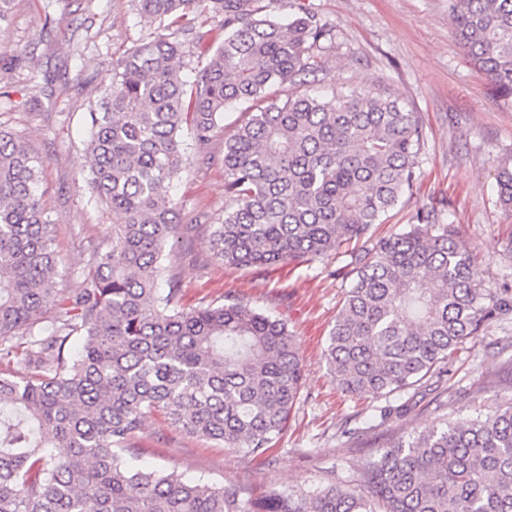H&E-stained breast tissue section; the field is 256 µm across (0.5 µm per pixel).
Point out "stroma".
<instances>
[{"instance_id": "35a3bbf8", "label": "stroma", "mask_w": 512, "mask_h": 512, "mask_svg": "<svg viewBox=\"0 0 512 512\" xmlns=\"http://www.w3.org/2000/svg\"><path fill=\"white\" fill-rule=\"evenodd\" d=\"M300 1L332 28L324 85L403 99L426 127L416 188L374 225V238L409 223L418 209L436 208L476 246L486 284L512 291V253L503 248L512 212L501 208L495 179L512 156V101L471 64L452 33L448 0H276L274 9L285 17ZM155 32L133 0H14L0 22V128L21 135L44 160L41 205L58 226L60 287L78 285L92 245L104 244L120 220L89 201L88 112L110 87L115 61ZM246 117L240 107L225 112L209 159L195 160L171 185L182 224L202 213L213 220L223 215L224 139ZM165 264L181 282L183 308L232 297L284 318L306 379L287 430L263 455L189 436L155 412L134 441L140 466L253 495L350 480L393 436L472 417L512 398V313L468 341L441 376L412 391L401 419L385 421L381 400L343 393L324 360L344 292L334 259L266 271L227 266L200 228L174 245Z\"/></svg>"}]
</instances>
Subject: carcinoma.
Here are the masks:
<instances>
[{
  "label": "carcinoma",
  "instance_id": "obj_1",
  "mask_svg": "<svg viewBox=\"0 0 512 512\" xmlns=\"http://www.w3.org/2000/svg\"><path fill=\"white\" fill-rule=\"evenodd\" d=\"M273 0H136L160 33L129 49L89 113L91 198L122 216L79 287H58L56 225L42 209L43 161L0 130V512H512V402L399 438L357 483L242 496L133 466L132 440L161 412L186 434L259 456L287 427L304 364L286 320L240 300L187 310L164 249L179 238L166 188L227 106L250 118L224 139L215 257L264 267L335 257L349 282L325 360L342 392L389 400L440 376L448 356L512 311L473 250L436 210L373 240L412 194L425 146L417 113L368 88L299 90L323 71L330 30ZM455 35L512 100V0H450ZM224 23L194 81L175 61ZM288 84L285 98L271 95ZM512 211V158L496 174ZM54 310L51 321L44 314ZM74 339L81 348L70 353Z\"/></svg>",
  "mask_w": 512,
  "mask_h": 512
}]
</instances>
